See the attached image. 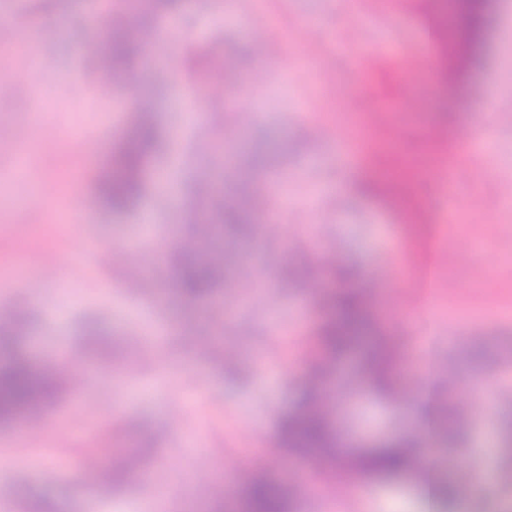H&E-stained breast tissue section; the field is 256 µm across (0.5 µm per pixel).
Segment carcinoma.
I'll use <instances>...</instances> for the list:
<instances>
[{"label": "carcinoma", "mask_w": 512, "mask_h": 512, "mask_svg": "<svg viewBox=\"0 0 512 512\" xmlns=\"http://www.w3.org/2000/svg\"><path fill=\"white\" fill-rule=\"evenodd\" d=\"M492 0H461L464 16L463 43L467 59H473L484 45ZM106 47L99 54L106 60L111 76L131 69L134 58L146 51L138 31L126 20L110 19ZM163 138L161 129L147 110L136 109V116L119 146L104 156L88 205L114 213L135 208L144 193L145 172L152 154ZM205 193L217 203L203 208L202 221L208 227L197 245L176 260L174 290L191 300L206 301L224 281L223 268L215 265L210 254L220 251L224 241L258 230V216L248 205L224 206V187L205 184ZM328 316L319 334L320 358L331 363L350 351L362 336L372 337L361 368L362 375L377 394L394 395L397 369L394 352L387 337L378 333L362 293L347 288L325 299ZM20 316L14 328L0 329V425L10 426L22 415L38 413L55 395L73 384L55 367L34 363L19 339ZM423 425L433 434L437 447L458 443L453 418L448 421L428 416ZM282 444L304 453L319 455L333 464L344 461L360 477H379L399 473L424 476L435 512H452L455 487L436 469L427 465L419 452L420 443L410 436H392L369 448H345L338 432L307 403L285 413L278 422ZM241 512H292L290 496L270 480L251 482L243 492Z\"/></svg>", "instance_id": "1"}]
</instances>
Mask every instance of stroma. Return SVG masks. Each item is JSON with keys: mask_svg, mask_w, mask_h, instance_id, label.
<instances>
[{"mask_svg": "<svg viewBox=\"0 0 512 512\" xmlns=\"http://www.w3.org/2000/svg\"><path fill=\"white\" fill-rule=\"evenodd\" d=\"M107 0H0V79H16L0 98V130L20 132L16 153H0V324L15 308L27 321L22 345L36 362L64 358L65 373L85 381L79 400L58 394L48 405L36 442L17 426L0 427V512H139L160 501L162 512H237L245 470L261 465L290 492L294 512H425L416 481L341 480L314 460L289 456L277 436L280 417L304 398L323 318L321 296L349 283L370 296L374 326L392 336L410 401L385 405L352 385L358 354L345 356L321 395L323 410L355 443L382 431L405 433L420 416L415 372L431 375L432 396L455 403L449 382L495 380L498 408L485 413L478 396L461 433L463 452L440 454L443 474L459 492V512H504L512 505L505 463L481 445L512 427V0H493V22L481 61L461 80L441 79V60L417 70L410 104H400V69L382 63L371 84L394 105L393 133L372 130L364 163L347 167L331 144L345 126L359 84L353 68L362 53L404 58L419 52L429 16L425 0H180L158 22L132 14L147 46L132 87L114 89L98 120L86 113L98 101L96 70L83 53L109 37ZM264 13L267 36L288 56L260 86L247 75L267 68L252 45L250 25ZM49 32L40 53L54 60V95L42 97L33 79L16 78L13 56L31 52L32 26ZM224 96L209 97L214 80ZM148 95L165 140L147 173L139 208L122 214L93 210L72 215L92 188L100 165L81 149L117 147L133 101ZM201 112L186 125L187 102ZM256 113L237 133L227 103ZM497 119L486 123L484 112ZM428 125L441 127L448 149L431 152ZM482 135L490 151L470 149ZM53 149H44V141ZM427 163L404 197L374 187L393 154ZM453 161L457 209L433 177ZM234 183L277 175L267 217L281 225L274 237L249 235L224 256L234 280L222 295L188 302L162 269L166 254L195 232L197 189L209 169ZM446 226L447 248L459 258L425 279L416 236L420 220ZM25 225L23 234L11 227ZM128 251L142 265L146 288L124 286L123 267L104 268L88 257L91 244ZM335 256L318 284L305 272ZM251 263L261 276L239 280ZM43 296L30 303L29 278L44 265ZM92 448L133 457L138 469L118 470L111 483L91 485L80 463ZM487 483H479L482 473Z\"/></svg>", "mask_w": 512, "mask_h": 512, "instance_id": "stroma-1", "label": "stroma"}]
</instances>
